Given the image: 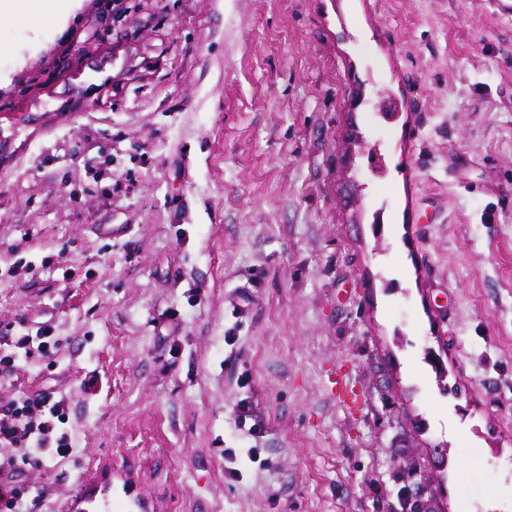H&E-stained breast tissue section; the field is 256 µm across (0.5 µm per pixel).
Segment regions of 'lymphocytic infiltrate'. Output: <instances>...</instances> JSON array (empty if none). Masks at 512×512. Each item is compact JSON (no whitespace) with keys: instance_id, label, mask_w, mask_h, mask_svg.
I'll return each mask as SVG.
<instances>
[{"instance_id":"f902f5d3","label":"lymphocytic infiltrate","mask_w":512,"mask_h":512,"mask_svg":"<svg viewBox=\"0 0 512 512\" xmlns=\"http://www.w3.org/2000/svg\"><path fill=\"white\" fill-rule=\"evenodd\" d=\"M55 342L54 328L46 322L0 341V512H23L19 476L24 468L69 457L74 449L68 397L14 387L21 361Z\"/></svg>"}]
</instances>
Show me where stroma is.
Returning <instances> with one entry per match:
<instances>
[{"instance_id": "stroma-1", "label": "stroma", "mask_w": 512, "mask_h": 512, "mask_svg": "<svg viewBox=\"0 0 512 512\" xmlns=\"http://www.w3.org/2000/svg\"><path fill=\"white\" fill-rule=\"evenodd\" d=\"M45 320L61 344L18 383L69 396L76 450L23 474L31 512L111 485L143 512L512 504V12L82 0L0 25V336ZM236 422L240 430L249 425L247 433L252 437H261L264 428L263 419L250 396L237 402Z\"/></svg>"}]
</instances>
